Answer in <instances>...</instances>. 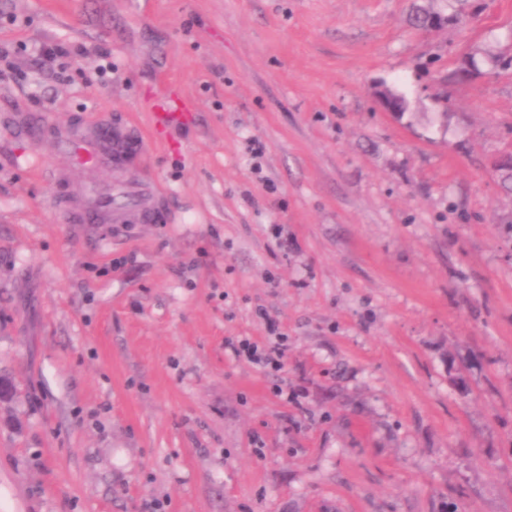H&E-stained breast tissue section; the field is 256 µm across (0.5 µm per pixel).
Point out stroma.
Masks as SVG:
<instances>
[{
  "mask_svg": "<svg viewBox=\"0 0 512 512\" xmlns=\"http://www.w3.org/2000/svg\"><path fill=\"white\" fill-rule=\"evenodd\" d=\"M413 3L0 0V512H512V75L448 78L512 0ZM98 123L129 166L56 148ZM469 2V0H448V8L451 10V13L446 15L448 16V21H439L437 15L435 13H431V23L428 31L442 29L448 23H451L460 29H465L472 17L469 12L471 7ZM89 198L98 210L107 211L118 220L124 219L127 215H137L143 222L151 221L150 214L140 204L132 207L123 197L117 194L102 197L99 194L90 192ZM275 329V323H269V336H271V338L264 346H259L249 338H242L236 343L229 340L228 347L237 358L245 357L254 364L278 371L283 366L282 362L287 351V346L285 345V338L281 336L280 333H277Z\"/></svg>",
  "mask_w": 512,
  "mask_h": 512,
  "instance_id": "1",
  "label": "stroma"
}]
</instances>
